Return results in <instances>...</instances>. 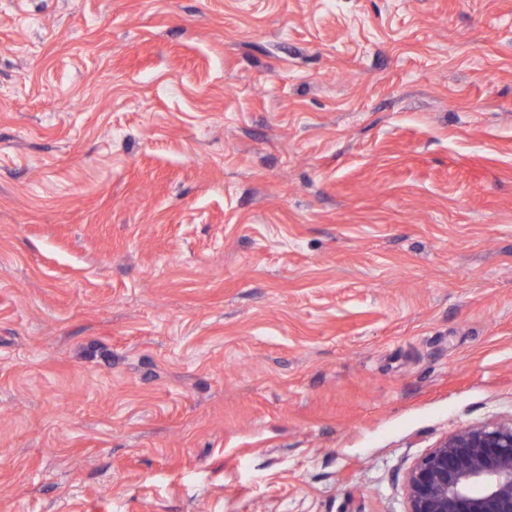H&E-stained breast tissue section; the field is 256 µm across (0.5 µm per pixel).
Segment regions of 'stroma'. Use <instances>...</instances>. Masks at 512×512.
<instances>
[{
  "label": "stroma",
  "mask_w": 512,
  "mask_h": 512,
  "mask_svg": "<svg viewBox=\"0 0 512 512\" xmlns=\"http://www.w3.org/2000/svg\"><path fill=\"white\" fill-rule=\"evenodd\" d=\"M512 419V0H0V512H407Z\"/></svg>",
  "instance_id": "stroma-1"
}]
</instances>
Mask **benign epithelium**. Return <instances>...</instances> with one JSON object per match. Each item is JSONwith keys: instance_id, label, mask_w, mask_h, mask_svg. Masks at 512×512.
I'll list each match as a JSON object with an SVG mask.
<instances>
[{"instance_id": "benign-epithelium-1", "label": "benign epithelium", "mask_w": 512, "mask_h": 512, "mask_svg": "<svg viewBox=\"0 0 512 512\" xmlns=\"http://www.w3.org/2000/svg\"><path fill=\"white\" fill-rule=\"evenodd\" d=\"M407 512H512V421L442 439L407 474Z\"/></svg>"}]
</instances>
